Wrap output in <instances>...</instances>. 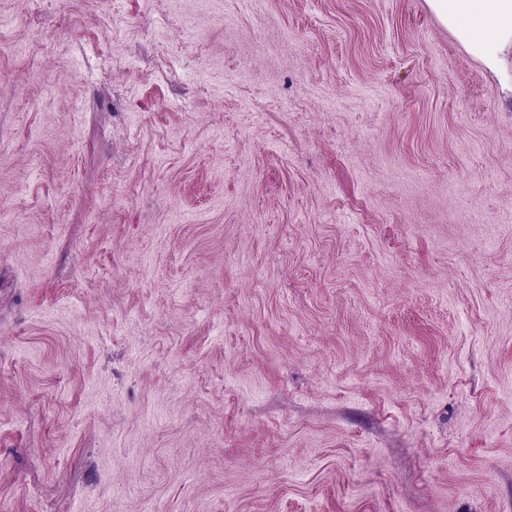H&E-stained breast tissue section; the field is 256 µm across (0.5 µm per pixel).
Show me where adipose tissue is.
Instances as JSON below:
<instances>
[{
	"mask_svg": "<svg viewBox=\"0 0 512 512\" xmlns=\"http://www.w3.org/2000/svg\"><path fill=\"white\" fill-rule=\"evenodd\" d=\"M463 47L490 70L512 46V0H428Z\"/></svg>",
	"mask_w": 512,
	"mask_h": 512,
	"instance_id": "ef3b65f1",
	"label": "adipose tissue"
}]
</instances>
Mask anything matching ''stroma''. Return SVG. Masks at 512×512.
<instances>
[{"mask_svg": "<svg viewBox=\"0 0 512 512\" xmlns=\"http://www.w3.org/2000/svg\"><path fill=\"white\" fill-rule=\"evenodd\" d=\"M427 0H0V512H512V47Z\"/></svg>", "mask_w": 512, "mask_h": 512, "instance_id": "35a3bbf8", "label": "stroma"}]
</instances>
